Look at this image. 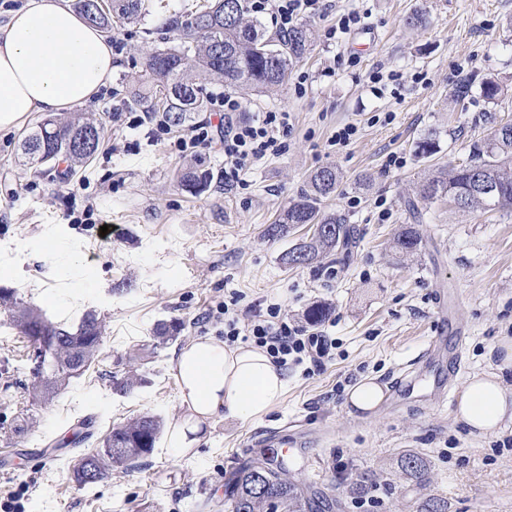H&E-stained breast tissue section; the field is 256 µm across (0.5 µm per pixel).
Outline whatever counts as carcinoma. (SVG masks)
<instances>
[{"label": "carcinoma", "instance_id": "cac0c4a2", "mask_svg": "<svg viewBox=\"0 0 512 512\" xmlns=\"http://www.w3.org/2000/svg\"><path fill=\"white\" fill-rule=\"evenodd\" d=\"M94 0H76V8L86 19L106 33L141 17L145 0H110L106 13L93 10ZM172 28L180 44L151 53L145 63L144 86L133 91L136 102L149 112H161L167 122L181 127L207 108L208 99L201 78L213 77L231 88L267 93L283 89L293 64L302 60L312 47V32L305 25L288 34H270L265 25L250 15L248 0H210ZM483 96L496 101L505 95L493 78L482 82ZM104 135L102 123L84 113L67 118L51 116L38 122L21 143L23 154L33 165L44 159L70 163V170L84 166L98 152ZM482 171L499 186V197L483 203L470 199L469 208L488 210L512 208V123L492 126L484 144L453 168L451 174L429 173L416 187L418 201L428 205L440 199L469 195L473 173ZM215 172L202 160L182 165L177 172L179 186L194 195L210 190ZM338 174L325 167L314 171L308 189L288 203L265 234L277 239L294 224H317L320 231L302 239L281 255L289 267L309 264L348 245L355 238L354 227L345 218L323 208L324 200L336 193ZM421 239L411 226L400 228L392 240L398 254L419 250ZM0 307L8 312L21 336L31 342L42 339L43 350L35 356L31 384L32 399H45L70 379L83 374L100 350L105 323L95 316L83 318L73 331L56 325L31 305L10 292L0 290ZM160 432L159 421L143 416L118 426L93 453L78 457L73 479L81 487L105 479L112 468L129 469L150 454ZM399 468L417 489L429 483L427 461L406 453ZM380 484L379 476L365 472L356 478L354 494L363 498ZM228 512H335L336 499L307 490L290 478L288 467H273L266 457L256 458L232 475ZM416 512H447L445 501L426 496L419 499Z\"/></svg>", "mask_w": 512, "mask_h": 512}]
</instances>
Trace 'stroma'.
Segmentation results:
<instances>
[{
	"label": "stroma",
	"instance_id": "stroma-1",
	"mask_svg": "<svg viewBox=\"0 0 512 512\" xmlns=\"http://www.w3.org/2000/svg\"><path fill=\"white\" fill-rule=\"evenodd\" d=\"M202 2L148 0L139 21L115 30L125 48L112 86L82 107L106 131L89 165L69 176L47 167L34 173L20 142L38 115L0 131V288L52 322L74 326L94 314L107 325L83 375L34 404L32 347L0 310V453L16 456L15 470L0 473V499L27 481L25 512H225L231 472L270 456L263 442L277 434L296 445L288 461L294 479L335 496L336 512H415V493L397 466L409 450L428 460L426 492L445 499L448 512H512V447L504 444L512 427L473 437L456 423L455 405L415 394L371 414L347 401L348 389L367 379L392 394L420 360L442 328L437 289L459 298L450 318L467 331L464 376L489 370L499 337H512V210L460 211L441 200L416 214L407 204L432 167L451 169L486 139L492 121L512 120V0H322L321 11L305 19L314 32L311 53L291 68L286 89L240 94L241 119L291 112L281 151L242 173L233 190L194 196L176 182L183 159L169 137L155 138L148 123L131 128L144 108L130 90L144 78L147 55L176 44L169 22ZM348 12L374 29V39L329 37ZM415 14L425 25H408ZM377 71L394 74L379 90L370 83ZM488 77L509 88L493 103L481 93ZM379 112L394 118L373 122ZM348 123L357 135L347 146L332 145ZM428 134L439 151L423 158L416 145ZM391 154L402 166H387ZM323 167L340 176L326 206L357 228L358 240L349 253L285 267L282 252L306 227L276 240L265 229ZM354 196L360 203L353 207ZM107 223L112 233L104 237ZM404 224L414 225L422 243L401 258L389 244ZM233 298L254 315L279 299L300 323L312 304H325L324 326L336 339L331 360L311 374L288 367L285 393L268 414L216 418L202 425L199 445L178 457L157 439L142 465L78 487L72 466L91 450L69 444L78 422L92 419L98 441L135 417L153 416L169 428L187 411L175 352L198 337L223 341V323L205 315ZM162 324L181 331L158 345ZM143 347L149 356L130 360ZM130 371L141 383L121 392L116 382ZM23 410L29 417L21 424ZM62 440L67 446L56 458H42L41 448ZM336 470L352 478L377 472L386 483L360 500L347 484L332 485Z\"/></svg>",
	"mask_w": 512,
	"mask_h": 512
}]
</instances>
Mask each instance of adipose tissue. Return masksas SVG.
<instances>
[{
	"instance_id": "ef3b65f1",
	"label": "adipose tissue",
	"mask_w": 512,
	"mask_h": 512,
	"mask_svg": "<svg viewBox=\"0 0 512 512\" xmlns=\"http://www.w3.org/2000/svg\"><path fill=\"white\" fill-rule=\"evenodd\" d=\"M118 62L105 34L68 0H28L0 22V131L17 127L33 112L52 114L88 103L111 85ZM498 348L495 369L475 375L459 398L455 419L475 437L512 424V387L503 380L512 368V337H501ZM175 367L188 408L167 436L175 456L197 446L200 424L219 416L247 421L265 414L287 385L264 349L209 337L185 345Z\"/></svg>"
}]
</instances>
